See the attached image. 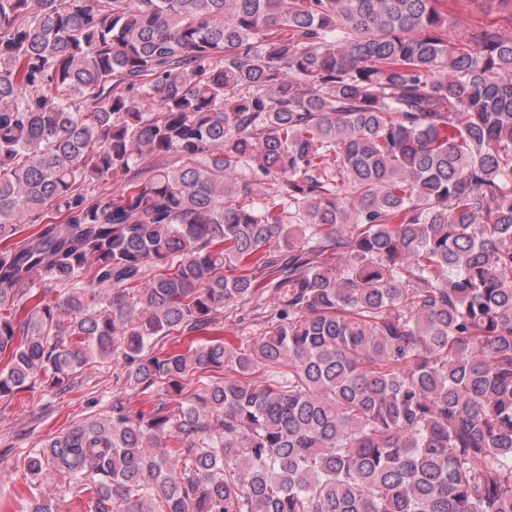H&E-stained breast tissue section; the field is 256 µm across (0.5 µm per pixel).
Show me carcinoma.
Segmentation results:
<instances>
[{"label":"carcinoma","mask_w":512,"mask_h":512,"mask_svg":"<svg viewBox=\"0 0 512 512\" xmlns=\"http://www.w3.org/2000/svg\"><path fill=\"white\" fill-rule=\"evenodd\" d=\"M497 3L454 38L441 0H0V401L102 362L169 397L44 441L34 488L51 468L93 512H512ZM221 314L263 332L231 349Z\"/></svg>","instance_id":"obj_1"}]
</instances>
